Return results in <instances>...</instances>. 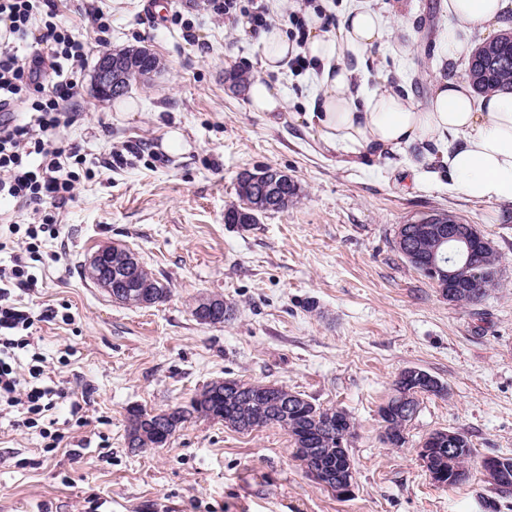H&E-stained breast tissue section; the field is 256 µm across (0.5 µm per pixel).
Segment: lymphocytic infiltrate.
<instances>
[{
    "instance_id": "lymphocytic-infiltrate-1",
    "label": "lymphocytic infiltrate",
    "mask_w": 512,
    "mask_h": 512,
    "mask_svg": "<svg viewBox=\"0 0 512 512\" xmlns=\"http://www.w3.org/2000/svg\"><path fill=\"white\" fill-rule=\"evenodd\" d=\"M202 5L253 34L271 25L266 0ZM79 11L95 39L62 23L55 0H0V201L36 217L32 224H0V414L53 441L52 412L68 393L52 385L47 357L31 333L34 318L14 292L37 286L43 247L62 233L61 225L42 215V205L72 201L82 180L73 168L80 153L63 145L59 133L77 119L76 77L93 50L107 44L110 25L97 0H80Z\"/></svg>"
}]
</instances>
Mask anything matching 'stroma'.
Masks as SVG:
<instances>
[{
	"label": "stroma",
	"mask_w": 512,
	"mask_h": 512,
	"mask_svg": "<svg viewBox=\"0 0 512 512\" xmlns=\"http://www.w3.org/2000/svg\"><path fill=\"white\" fill-rule=\"evenodd\" d=\"M142 2L100 0L108 47L147 48L164 69L103 98L89 56L80 115L63 135L93 177L50 209L63 233L44 247L37 287L17 293L36 315L66 309L32 332L55 364L52 379L85 403L76 415L59 404L63 440L52 452L0 419V512H512V491L480 469L484 455L512 457V204L469 201L432 175L413 182L405 156L353 164L324 149L305 120L317 70L282 67L270 79L284 110L251 111L236 77L260 76L257 35L197 0H168L157 23ZM369 2L411 57L366 50L354 90L404 84L424 106L436 79L467 78V59L443 51L444 0ZM123 147L125 163L111 164ZM265 167L295 181L298 202L254 224L225 223L239 176ZM435 210L476 225L499 256L500 285L480 305L448 301L395 248L400 225ZM112 242L168 288L164 302L118 304L84 277L88 257ZM202 296L224 298L232 318L197 322ZM408 367L446 392L419 395L396 448L383 442L377 411ZM217 379L283 385L344 410L356 425L352 495L316 481L277 425L241 433L194 417L163 447H129V408L182 406ZM436 430L471 442L466 480L430 481L418 446Z\"/></svg>",
	"instance_id": "stroma-1"
}]
</instances>
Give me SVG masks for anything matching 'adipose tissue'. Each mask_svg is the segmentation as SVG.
Segmentation results:
<instances>
[{
	"label": "adipose tissue",
	"instance_id": "1",
	"mask_svg": "<svg viewBox=\"0 0 512 512\" xmlns=\"http://www.w3.org/2000/svg\"><path fill=\"white\" fill-rule=\"evenodd\" d=\"M454 20L445 36L449 61L471 54L473 30L499 31L512 0H446ZM389 19L361 0H354L337 28L324 29L322 18L307 17V51L324 65L320 97L306 119L327 149L344 158H383L412 147L422 151L412 164L413 176L425 166L440 167L448 186L476 203L512 204V94L495 93L477 98L470 82L437 79L428 107H420L409 91L375 90L357 98L352 90L356 73L351 63L367 49L382 44ZM260 67L263 77L246 88L256 112H276L284 99L269 74L278 72L285 59L297 52L295 42L274 26L261 31Z\"/></svg>",
	"mask_w": 512,
	"mask_h": 512
}]
</instances>
